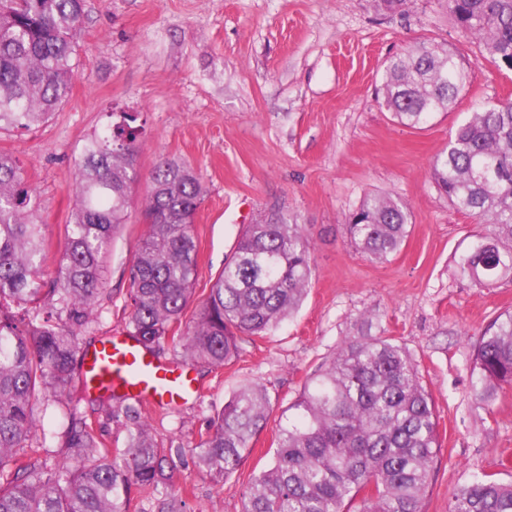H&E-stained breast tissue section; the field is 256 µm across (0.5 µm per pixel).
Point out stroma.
<instances>
[{
  "mask_svg": "<svg viewBox=\"0 0 512 512\" xmlns=\"http://www.w3.org/2000/svg\"><path fill=\"white\" fill-rule=\"evenodd\" d=\"M448 46L470 68L455 107L420 129L396 124L379 87L385 61L422 40ZM78 74L52 119L0 131L44 203L48 266L56 268L75 202V163L112 110L138 113L134 199L160 158L200 173L195 215V301L206 298L245 225L278 211L312 235L313 278L297 313L265 336H245L239 359L197 368L201 398L153 413L170 454L169 487L193 512H242L255 468L272 462L278 423L304 384L361 316L394 337L419 364L432 394L441 449L421 512H448L452 492L474 474L512 480V390L488 408L470 388L473 349L487 324L512 311V281L477 288L455 261L480 226L437 189L431 162L466 113L512 100V72L465 38L447 0H85ZM403 201L410 234L396 256L373 262L351 245L347 218L366 196ZM138 210L118 231L106 262L107 293L87 337L125 328L130 267L144 234ZM246 385L271 399L267 427L245 463L222 483L196 464V446L225 400ZM67 410L49 407L34 444L55 467L67 461Z\"/></svg>",
  "mask_w": 512,
  "mask_h": 512,
  "instance_id": "stroma-1",
  "label": "stroma"
}]
</instances>
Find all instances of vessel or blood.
Returning a JSON list of instances; mask_svg holds the SVG:
<instances>
[{
    "label": "vessel or blood",
    "mask_w": 512,
    "mask_h": 512,
    "mask_svg": "<svg viewBox=\"0 0 512 512\" xmlns=\"http://www.w3.org/2000/svg\"><path fill=\"white\" fill-rule=\"evenodd\" d=\"M80 376L93 389L125 394L152 407H175L203 393L188 366L157 359L124 333L86 347Z\"/></svg>",
    "instance_id": "b4317fda"
}]
</instances>
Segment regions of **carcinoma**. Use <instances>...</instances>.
<instances>
[{"label":"carcinoma","instance_id":"carcinoma-1","mask_svg":"<svg viewBox=\"0 0 512 512\" xmlns=\"http://www.w3.org/2000/svg\"><path fill=\"white\" fill-rule=\"evenodd\" d=\"M83 7V0H0V130L44 123L69 98ZM448 10L492 64L512 71V0H448ZM468 78L454 51L419 42L386 61L380 92L397 123L420 128L453 107ZM136 120L122 112L85 143L52 274L43 202L17 160L0 154V512H131L135 495L153 494L167 480L166 449L143 407L125 395L89 391L76 372L78 336L101 305L104 261L131 207ZM432 176L453 206L482 224L456 261L459 274L479 288L512 279V103L465 117L433 160ZM202 197L192 167L164 160L152 170L126 331L154 354L170 344L183 361L218 369L239 357L241 336L265 334L298 309L312 282L311 233L280 216L247 225L184 325L197 277L194 217ZM409 227L401 202L369 195L349 216L348 232L358 253L383 262L401 251ZM508 389L510 312L485 329L471 373L480 406ZM50 399L70 407L63 447L77 464L61 470L29 456L39 406ZM81 404L123 417L125 448H105L77 413ZM288 410L274 461L252 475L243 512H419L441 448L438 420L419 364L395 339L367 331L344 341ZM270 411L258 386L233 393L198 444V468L224 482L249 457ZM157 512H187L182 491L166 492ZM448 512H512V482L476 475L452 493Z\"/></svg>","mask_w":512,"mask_h":512}]
</instances>
